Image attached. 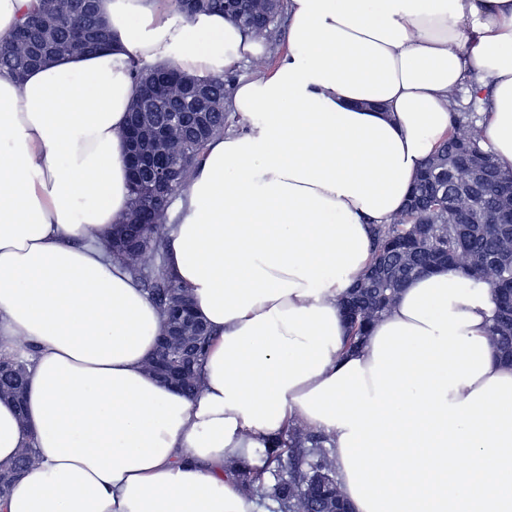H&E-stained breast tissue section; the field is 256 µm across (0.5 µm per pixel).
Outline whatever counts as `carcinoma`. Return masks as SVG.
<instances>
[{
	"label": "carcinoma",
	"mask_w": 512,
	"mask_h": 512,
	"mask_svg": "<svg viewBox=\"0 0 512 512\" xmlns=\"http://www.w3.org/2000/svg\"><path fill=\"white\" fill-rule=\"evenodd\" d=\"M173 7L187 19L222 14L252 36L268 41L275 39L284 10L282 0H173ZM112 41L101 0H38L11 35L0 40V71L22 80L30 69L45 63L30 58L37 45L48 48L49 58L54 59L101 52L111 48ZM131 79L135 96L130 118L143 115L150 133L149 148L184 161L170 187L171 196L176 197L187 189L207 145L224 136L230 126L224 103L236 74L197 77L170 61L143 65L135 60ZM200 87L206 96L202 105L195 101ZM172 95L184 99L181 130L176 133L162 105L163 98ZM486 99L476 90L471 92L467 111L452 106L448 138L423 162L403 210L389 224L371 225L372 262L358 274L340 303L348 326V348L363 342L374 321L391 308L410 280L429 273L436 259L446 257L466 278L490 289L495 303L490 344L497 358L512 366V171H502L480 142L477 109L485 106ZM461 146L488 162L508 192L478 191L476 172L455 163ZM130 188V208L118 224L141 232L143 244L130 251L112 240L105 248L166 317L175 301L189 296L164 263L166 207L156 203L144 186L132 181ZM185 335L189 340L179 346L187 355L182 394L192 396L198 390V370L212 334L204 324L199 329L186 327ZM32 351V346L23 343L17 351L0 355V398L12 399L21 415L30 364L26 354ZM328 442L326 435L291 423L263 449L265 467L243 462L232 465L230 471L245 494L273 501L277 512H337L339 508L351 512L336 480ZM34 465L35 449L30 445L20 449L12 463L0 465V501Z\"/></svg>",
	"instance_id": "1"
}]
</instances>
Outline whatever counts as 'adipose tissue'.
<instances>
[{
  "instance_id": "obj_1",
  "label": "adipose tissue",
  "mask_w": 512,
  "mask_h": 512,
  "mask_svg": "<svg viewBox=\"0 0 512 512\" xmlns=\"http://www.w3.org/2000/svg\"><path fill=\"white\" fill-rule=\"evenodd\" d=\"M102 8L111 49L0 74V352L34 348L25 417L0 399V464L39 455L0 512H257L225 467L263 466L291 420L327 435L354 512H512V367L486 285L420 276L349 353L338 308L470 72L512 170V0H287V51L236 83L239 127L167 226L214 334L193 397L146 372L160 311L105 251L130 202V62L203 76L265 45L161 0Z\"/></svg>"
}]
</instances>
